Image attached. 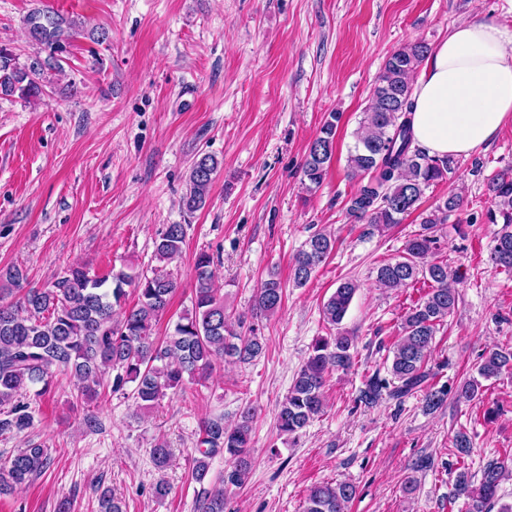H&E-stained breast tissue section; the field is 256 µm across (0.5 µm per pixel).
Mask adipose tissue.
I'll return each mask as SVG.
<instances>
[{
  "instance_id": "1",
  "label": "adipose tissue",
  "mask_w": 512,
  "mask_h": 512,
  "mask_svg": "<svg viewBox=\"0 0 512 512\" xmlns=\"http://www.w3.org/2000/svg\"><path fill=\"white\" fill-rule=\"evenodd\" d=\"M411 127L435 156L467 157L512 120V26L488 18L455 25L417 78Z\"/></svg>"
}]
</instances>
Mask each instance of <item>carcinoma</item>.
I'll return each instance as SVG.
<instances>
[{
    "instance_id": "cac0c4a2",
    "label": "carcinoma",
    "mask_w": 512,
    "mask_h": 512,
    "mask_svg": "<svg viewBox=\"0 0 512 512\" xmlns=\"http://www.w3.org/2000/svg\"><path fill=\"white\" fill-rule=\"evenodd\" d=\"M28 34L50 50L49 60L27 67L14 62L12 53L0 47V93L37 98L47 82L45 69L52 67L55 54L65 50L72 23L59 13L36 10L26 20ZM423 41L409 43L385 61L370 94L364 116L355 132V144L348 159L349 176L358 179L357 189L345 203L353 224H368L383 232L416 211L425 191L446 178L454 167L451 157H430L416 143L410 112L414 75L428 56ZM340 114L329 113L319 134L310 142L302 165L308 189L322 185L330 166ZM218 168L214 156L203 154L188 177V189L181 204L189 212L202 209ZM490 207L486 219L500 224L491 249L492 263L512 271V166L497 172L487 184ZM451 193L434 209L420 214L421 230L406 240L403 255L381 264L376 282L381 288L408 287L419 280L431 284L424 299L410 308L401 323V333L390 348L392 354L386 379L374 374L357 401L374 405L388 395L402 399L423 392V407L434 412L446 401L448 389L429 383L428 358L439 326L454 311L456 289L449 283L448 264L438 259L440 238L437 225L461 207ZM186 230L182 224H167L157 234L154 256L160 262L181 254ZM336 247L334 235L312 234L293 256L292 275L296 286L306 285ZM215 258L207 251L195 259L194 298L191 310L182 315L173 332L164 339L155 336V326L167 312L177 282L172 273L154 269L151 274L125 270L92 274L81 266L70 267L44 288L24 286L25 275L13 267L0 271V295L21 292L15 302L0 303V436L21 434L33 425L29 392L42 397L49 393L58 373L71 376L78 394L88 402L98 389L112 379V391L133 385V395L142 410H149L185 380L208 379L214 362L248 364L265 350L264 337L255 326H245L228 312L224 297L213 284ZM137 295L126 305V288ZM358 284L339 283L324 302L323 320L333 330L311 344L305 364L279 405L277 428L285 441H296L300 431L318 417L325 407V386L329 377L347 371L354 364V340L340 331ZM284 288L275 274L265 279L254 297L255 318H270L281 309ZM512 372V350L495 349L482 355L479 378L464 382L456 397L470 401L478 396L480 379L498 378ZM255 408L242 407L238 422L224 424V418L204 421L198 439L199 456L193 459L191 481L199 485L195 512H226L227 494L242 487L253 467L252 421ZM224 453L231 464L218 480L210 479V459ZM49 448L33 439L9 459L0 462V493L21 487L46 470ZM503 461H490L475 479L468 468H458L454 491L469 512H512V502L498 504V490L505 478ZM357 488L347 481L313 487L304 512H348ZM97 512H126L121 499L104 489L98 497Z\"/></svg>"
}]
</instances>
